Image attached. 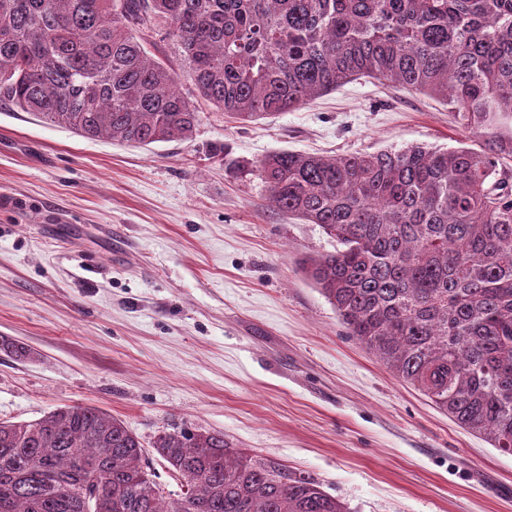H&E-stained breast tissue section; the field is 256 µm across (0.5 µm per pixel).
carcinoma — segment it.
Listing matches in <instances>:
<instances>
[{"instance_id": "carcinoma-1", "label": "carcinoma", "mask_w": 512, "mask_h": 512, "mask_svg": "<svg viewBox=\"0 0 512 512\" xmlns=\"http://www.w3.org/2000/svg\"><path fill=\"white\" fill-rule=\"evenodd\" d=\"M161 26L199 96L242 121L370 76L448 104L485 148L254 167L336 250L303 261L347 330L458 425L512 454V0H0V106L90 139L188 140L199 112L140 36ZM92 406L0 422V512H345L315 480L181 430L152 445Z\"/></svg>"}]
</instances>
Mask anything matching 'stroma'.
Listing matches in <instances>:
<instances>
[{"label": "stroma", "mask_w": 512, "mask_h": 512, "mask_svg": "<svg viewBox=\"0 0 512 512\" xmlns=\"http://www.w3.org/2000/svg\"><path fill=\"white\" fill-rule=\"evenodd\" d=\"M179 89L200 114L192 138L145 149L0 109V336L31 352H0V421L91 405L146 445L223 433L349 512H512V454L347 335L301 267L335 242L238 169L279 150L481 140L368 77L246 123Z\"/></svg>", "instance_id": "stroma-1"}]
</instances>
